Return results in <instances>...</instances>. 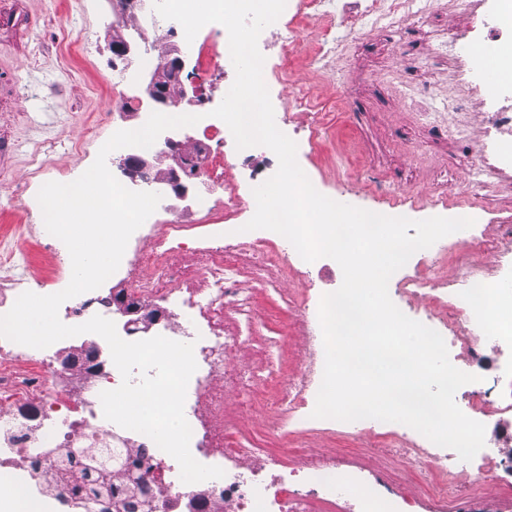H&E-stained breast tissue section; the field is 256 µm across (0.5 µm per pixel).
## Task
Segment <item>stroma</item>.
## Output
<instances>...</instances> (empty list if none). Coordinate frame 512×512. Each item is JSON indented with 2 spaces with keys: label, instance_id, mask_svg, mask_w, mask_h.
Segmentation results:
<instances>
[{
  "label": "stroma",
  "instance_id": "obj_1",
  "mask_svg": "<svg viewBox=\"0 0 512 512\" xmlns=\"http://www.w3.org/2000/svg\"><path fill=\"white\" fill-rule=\"evenodd\" d=\"M113 0H0V225L16 223L28 212L40 224L37 193L41 183L62 174H80L92 160L78 155L73 143L84 124L102 122L111 136L112 95L102 86L114 64L107 32L117 25ZM295 90L325 103L329 87L340 84L344 109L332 112V126L312 158L302 159L310 177H328V197L337 202L370 206L366 184L381 178L393 186L424 191L445 183L449 191L469 192L472 151L482 122L478 110L468 112V146L448 138V86L451 64L432 54L426 32L402 30L388 20L377 24L368 43L349 45L336 57L321 59L309 44L295 49ZM200 64L189 57L185 88L201 94L205 111L224 97L223 68L211 69L206 81L195 74ZM431 78L434 94L416 99L423 78ZM50 150L40 183H29V156L36 146Z\"/></svg>",
  "mask_w": 512,
  "mask_h": 512
}]
</instances>
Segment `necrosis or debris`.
<instances>
[{"mask_svg": "<svg viewBox=\"0 0 512 512\" xmlns=\"http://www.w3.org/2000/svg\"><path fill=\"white\" fill-rule=\"evenodd\" d=\"M452 5L480 22L496 59L490 78L460 60L459 35L434 39L436 55L460 62L453 109L466 110L476 97L486 106V138L472 160L476 190L466 202L475 224L428 248L405 268L393 294L423 300L420 322L441 334L462 371L478 377L460 389L463 412L496 427L512 423V359L490 374L484 343L491 338L499 351L512 352V224L499 225L491 237L482 227L494 193L491 177L512 174V27L506 23L512 0ZM344 9L353 43L370 40L383 18L407 29L428 24L415 0H346ZM276 25L282 35L271 45L269 89L275 122L314 149L329 115L287 86L301 43L311 42L319 56L335 55V12L325 0H286ZM296 113L304 115L302 125H293ZM196 130L180 150L197 160L205 181L222 185V195L208 198L190 224L153 213L131 236L117 274L138 306L165 311L156 334L193 343L197 369L184 405L190 451L198 462L221 467L224 477L183 483L176 460L149 437L104 418L99 395L119 387L122 377L106 341L93 333L45 349L0 338V473L55 512H512V462L488 450L463 475L455 451L404 424L313 418L325 359L315 288L306 280L312 265L282 235L243 229L244 217L256 210L252 189L276 172L277 158L263 146L236 151L241 163L258 158L263 168L227 185V126L202 120ZM475 249L493 254L494 264L472 260ZM446 262L455 267L453 278L436 273ZM71 267L60 240L37 234L33 225L0 233V314L23 292L51 294ZM260 287L283 294L298 314L309 351L292 370L275 360L279 337L263 347L262 363L236 355L252 334ZM64 308L65 324L100 315L114 321L124 340L138 338V325L124 319L105 288L69 299ZM251 377L269 386L267 397L244 399ZM252 423L271 439H288V447L254 456L246 438Z\"/></svg>", "mask_w": 512, "mask_h": 512, "instance_id": "obj_1", "label": "necrosis or debris"}]
</instances>
